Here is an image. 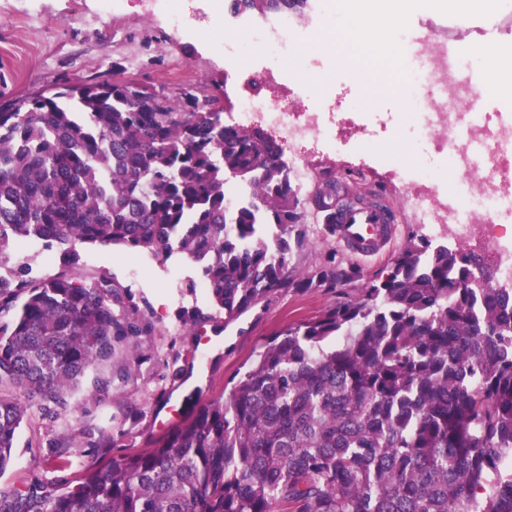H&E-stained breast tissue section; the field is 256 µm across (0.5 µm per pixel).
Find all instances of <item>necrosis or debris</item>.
<instances>
[{
  "mask_svg": "<svg viewBox=\"0 0 512 512\" xmlns=\"http://www.w3.org/2000/svg\"><path fill=\"white\" fill-rule=\"evenodd\" d=\"M394 36L421 63L407 95L414 111L382 112L377 118L409 145L407 158L397 161L403 188L429 210L432 229L495 253L500 284L512 286V238L496 232L503 211L512 208V123L502 113L489 117L477 111L475 93L449 92L455 65L447 43H433L427 32L411 31L402 22L395 25ZM300 38L285 15L241 20L233 46L224 50L227 71L236 74L260 60L262 77L292 75L298 65L294 44ZM230 121L262 124L295 146H338L336 114L323 93L300 108L289 101L268 102L249 89ZM452 172L457 182H449Z\"/></svg>",
  "mask_w": 512,
  "mask_h": 512,
  "instance_id": "obj_1",
  "label": "necrosis or debris"
}]
</instances>
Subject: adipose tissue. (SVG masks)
Instances as JSON below:
<instances>
[{
    "mask_svg": "<svg viewBox=\"0 0 512 512\" xmlns=\"http://www.w3.org/2000/svg\"><path fill=\"white\" fill-rule=\"evenodd\" d=\"M500 0H390L389 20L379 25L363 23V9H356L351 15L355 28L358 52L373 54L380 46L389 44L392 39V25L403 20L412 12L437 13L448 10L458 17L466 18L472 15L493 16L499 8Z\"/></svg>",
    "mask_w": 512,
    "mask_h": 512,
    "instance_id": "obj_1",
    "label": "adipose tissue"
}]
</instances>
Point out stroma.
I'll use <instances>...</instances> for the list:
<instances>
[{
  "label": "stroma",
  "mask_w": 512,
  "mask_h": 512,
  "mask_svg": "<svg viewBox=\"0 0 512 512\" xmlns=\"http://www.w3.org/2000/svg\"><path fill=\"white\" fill-rule=\"evenodd\" d=\"M100 14V0H0V104L74 83L108 81L116 72L175 100L191 92L212 97L220 111L238 104L235 84L224 72V55L214 47L224 35V21L215 18L212 0H185L179 25L154 0H120L108 21ZM289 15L298 20L307 41L322 45L312 67L321 70L332 62L337 69L331 100L340 113L341 148L310 154L312 186L332 181L342 201L381 202L395 209L398 231L391 251L364 260L350 257L329 236L323 212L307 206L306 222L299 227L305 244L293 251L289 266L293 279L330 258L340 267L357 269L358 278L340 291H276L221 328L210 323L190 327L181 320L186 311L211 308L191 261L177 257L162 265L146 254L130 257L120 248L83 250L82 271H104L124 285L133 302L143 305L154 330L130 338L117 351L112 368L120 376L108 393L84 392L74 411L57 418L35 416L22 429L13 464L0 482L22 485L33 477L35 459L62 454L69 466L59 477L74 483L86 466L151 448L163 435L156 426L163 400L173 399L183 417L191 418L201 403L224 393L275 333L322 314L343 294H358L368 281L386 275L396 252L410 240H447V233H430L403 199L395 168L376 160L381 153L407 154L406 144L382 129L361 135L351 124V102L373 92L376 80L352 47L348 0H332L326 21L310 4ZM433 21L456 27L462 44L512 43V31L492 28L479 16L461 23L441 13ZM105 433L111 435L112 447L101 446Z\"/></svg>",
  "instance_id": "1"
}]
</instances>
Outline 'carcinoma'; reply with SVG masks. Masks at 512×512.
Returning a JSON list of instances; mask_svg holds the SVG:
<instances>
[{
	"mask_svg": "<svg viewBox=\"0 0 512 512\" xmlns=\"http://www.w3.org/2000/svg\"><path fill=\"white\" fill-rule=\"evenodd\" d=\"M242 182L224 203L227 176ZM334 188L313 201L330 224ZM304 208L288 165L208 97L114 78L0 104V474L34 409L106 393L116 350L153 325L81 249L194 262L228 326L289 278ZM39 241L60 270L11 257ZM0 512H512V288L470 254L409 243L387 278L276 334L223 396L75 485L0 486Z\"/></svg>",
	"mask_w": 512,
	"mask_h": 512,
	"instance_id": "cac0c4a2",
	"label": "carcinoma"
}]
</instances>
